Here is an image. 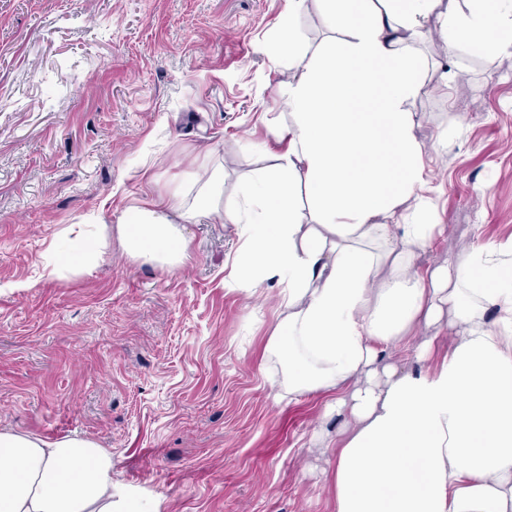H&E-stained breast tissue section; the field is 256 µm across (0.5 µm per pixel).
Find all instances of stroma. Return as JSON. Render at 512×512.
I'll list each match as a JSON object with an SVG mask.
<instances>
[{
    "label": "stroma",
    "instance_id": "obj_1",
    "mask_svg": "<svg viewBox=\"0 0 512 512\" xmlns=\"http://www.w3.org/2000/svg\"><path fill=\"white\" fill-rule=\"evenodd\" d=\"M286 0H0V431L95 440L112 491L154 512H335L344 421L276 402L266 350L279 287H228L233 225H182V263L131 258L94 223L224 169L238 201L253 145L278 151L286 68L263 43ZM419 49L456 73L409 109L424 147L427 267L512 242V57ZM69 241L99 254L54 270Z\"/></svg>",
    "mask_w": 512,
    "mask_h": 512
}]
</instances>
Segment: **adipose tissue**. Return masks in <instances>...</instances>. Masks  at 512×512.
<instances>
[{"instance_id":"1","label":"adipose tissue","mask_w":512,"mask_h":512,"mask_svg":"<svg viewBox=\"0 0 512 512\" xmlns=\"http://www.w3.org/2000/svg\"><path fill=\"white\" fill-rule=\"evenodd\" d=\"M332 34L300 44L307 0H287L264 43L292 110L225 208L210 173L193 201L157 197L117 220L131 256L183 260L181 224L235 225L233 287L276 281L280 319L267 352L281 367L276 401L327 394L336 434V512H512V245L477 247L425 269L419 250L440 224H398L429 202L423 146L408 105L421 75H450L417 54L435 19L449 51L512 56V0H318ZM495 320H487L488 311ZM447 331L439 366L383 362L379 347L418 327ZM0 512H146L114 501L112 454L95 441L0 432Z\"/></svg>"}]
</instances>
